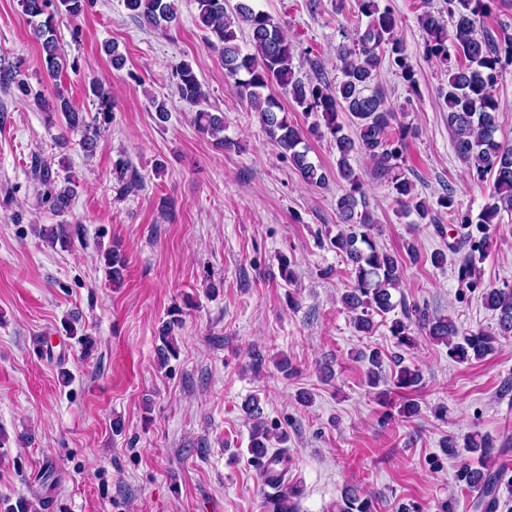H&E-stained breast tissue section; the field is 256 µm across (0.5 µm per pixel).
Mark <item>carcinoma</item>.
Masks as SVG:
<instances>
[{
	"label": "carcinoma",
	"mask_w": 512,
	"mask_h": 512,
	"mask_svg": "<svg viewBox=\"0 0 512 512\" xmlns=\"http://www.w3.org/2000/svg\"><path fill=\"white\" fill-rule=\"evenodd\" d=\"M381 0H357L358 17L353 37L341 43L336 54L341 62L342 79L338 84L316 78L302 79L293 68L295 45L271 16L254 7L253 0H198L200 25L214 37L210 41L219 52L224 74L237 92L257 112L258 119L271 142L282 154L288 156L301 179L312 186H322L329 173L308 159V151L302 147V131L288 121V115L276 98L268 93L277 86L288 95L296 107L317 117L311 132L325 127L333 138L336 153V179L343 182V194L336 202L339 222L344 228L329 239L330 247L346 256L351 264L353 284L341 297L342 304L352 314L355 329L369 333L374 328V316L382 318L402 307L401 316L391 319L389 332L399 346H413L412 322L425 337L448 347V355L458 363L482 360L492 354L500 341L512 338V289L483 285L479 264L488 256L492 240L489 233L500 211H512V145L496 140L499 104L494 90L505 63L512 60V35L502 32L497 37L486 31L478 32L483 17L491 12L492 0H447L449 20L431 10H425L418 21L425 39V54L440 62L448 72L444 89V101L448 107V129L452 134L457 157L475 171L478 179L493 177V202L487 204L472 219L470 214L459 212L450 194L437 199V206L453 217L458 224V241L448 245L452 251L459 246L466 248L457 268L458 281L469 289H481L485 307L497 316L496 328L487 330H461L451 317L415 310L409 312L405 300L393 301V292L400 288L401 269L398 259L375 244L371 231L375 221L368 210L362 175L351 164L355 154L366 156L382 176L390 177L395 202L404 213H413L419 222L435 226L437 234L444 235L433 207L415 193L412 180L401 170L407 132L392 131L395 113L386 94L373 85L377 69L383 59L396 66L401 78L415 85V70L405 45L399 37L398 21ZM25 15L35 20L34 36L40 49L47 75L60 77L64 58L55 35V16L64 13L72 19L84 15L91 0H19ZM130 16L140 24L159 30H170L177 21L174 0H124ZM453 25H448V21ZM248 38L250 50L245 52L239 44V36ZM454 51H449L448 46ZM176 90L181 101L196 108L194 124L197 130L218 140V145L229 150L234 143L224 137V113L211 112L202 107L207 94L194 69L187 62L173 67ZM0 87L14 89L31 99L40 108H51L65 120L67 127L81 133L79 148L87 155L98 146L101 123H90L86 115L74 109L57 83L53 100L48 101L42 91L34 89L20 78L19 71L0 64ZM97 99V112L102 123L109 121L112 97L98 83L91 86ZM347 112L357 128L352 138L343 133L338 122L339 113ZM31 173L46 187L44 203L56 214L70 211L74 189L70 178H64L60 186L53 177L50 164L39 156L32 157ZM84 228L80 224H58L41 230L42 237L61 249L70 248L74 239L81 238ZM107 272L115 284L120 283L126 266V257L118 249H110L104 255ZM181 313L171 314L160 332L162 345L158 348V361L165 365L169 357L176 356V348L170 334L181 323ZM359 358L368 361L366 383L376 388L380 384H392V389L379 392L383 399L391 392H407L422 382L419 368L403 364L402 357L393 356L394 375L386 379L382 375L383 358L377 350L360 353ZM246 414L253 421L249 452L256 463L263 484H277L275 493L266 494L263 512H296L294 499L301 490L288 483L289 457L287 449L275 448L272 440H281L276 428L261 420V408L257 401L245 406ZM465 451L477 456V463L466 462L456 473V481L471 498L476 512H496L500 490L512 487L507 470L496 464V459L512 448V440L501 445L478 432L464 438ZM336 512H374L373 499L366 493L346 486L336 503Z\"/></svg>",
	"instance_id": "1"
}]
</instances>
